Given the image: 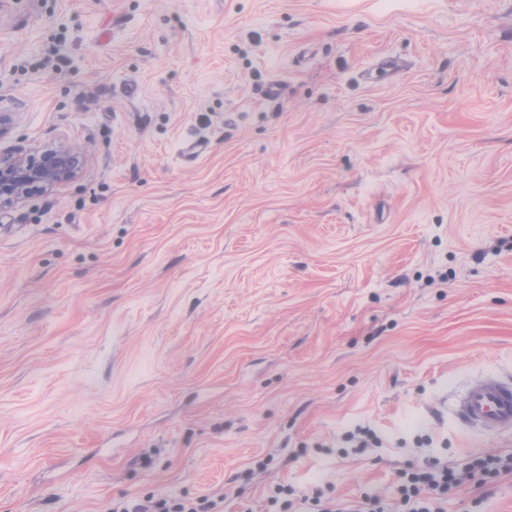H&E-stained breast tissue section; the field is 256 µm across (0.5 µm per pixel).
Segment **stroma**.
<instances>
[{
  "label": "stroma",
  "mask_w": 512,
  "mask_h": 512,
  "mask_svg": "<svg viewBox=\"0 0 512 512\" xmlns=\"http://www.w3.org/2000/svg\"><path fill=\"white\" fill-rule=\"evenodd\" d=\"M1 112L82 171L0 208V512L512 456L454 413L512 376V0H0Z\"/></svg>",
  "instance_id": "stroma-1"
}]
</instances>
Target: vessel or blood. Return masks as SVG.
<instances>
[{
  "label": "vessel or blood",
  "instance_id": "1",
  "mask_svg": "<svg viewBox=\"0 0 512 512\" xmlns=\"http://www.w3.org/2000/svg\"><path fill=\"white\" fill-rule=\"evenodd\" d=\"M454 412L466 428L483 434L512 432V378L486 376L471 382Z\"/></svg>",
  "mask_w": 512,
  "mask_h": 512
}]
</instances>
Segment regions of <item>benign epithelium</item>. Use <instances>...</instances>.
<instances>
[{"mask_svg":"<svg viewBox=\"0 0 512 512\" xmlns=\"http://www.w3.org/2000/svg\"><path fill=\"white\" fill-rule=\"evenodd\" d=\"M79 172L78 156L62 147L0 159V207L62 186Z\"/></svg>","mask_w":512,"mask_h":512,"instance_id":"7a95c632","label":"benign epithelium"}]
</instances>
